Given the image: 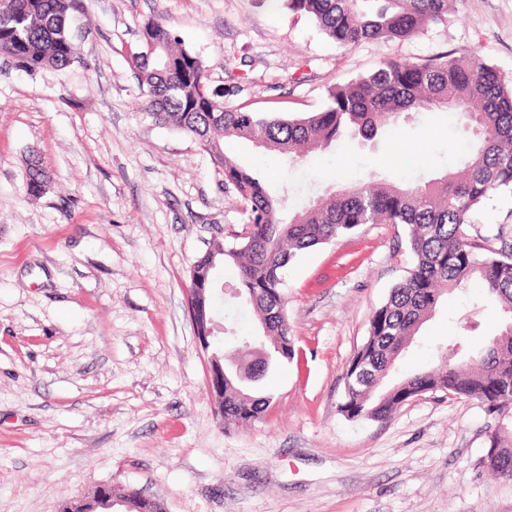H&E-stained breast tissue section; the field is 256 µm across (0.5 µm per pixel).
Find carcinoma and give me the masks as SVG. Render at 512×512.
Masks as SVG:
<instances>
[{"label": "carcinoma", "instance_id": "carcinoma-1", "mask_svg": "<svg viewBox=\"0 0 512 512\" xmlns=\"http://www.w3.org/2000/svg\"><path fill=\"white\" fill-rule=\"evenodd\" d=\"M283 7L313 18L344 49L367 41H404L426 25L445 20L452 0H376L371 10L360 0H281ZM82 0H0V56L35 72L64 70L81 61L71 23ZM147 35L128 52L139 75L140 109L161 126L195 138L210 155L224 183L235 188L252 225L251 241L218 242L190 268V287L204 288V307L214 316L219 285L216 265L237 270V288L252 306L268 344L290 343L285 316L282 270L298 253L325 244L362 224H397L407 230L413 266L373 312L363 348L346 372L349 385L341 411L350 419H388L416 391L445 392L477 400L490 415L506 420L487 435L498 449L497 462L479 461L485 471L512 480V248L499 249L489 238L475 239L472 216L481 204L512 193V87L496 68L474 54H443L425 61L391 59L377 70L329 92L327 106L306 116L260 115L224 102L203 61L188 50L164 22L149 20ZM463 115L479 129L463 170L417 185L364 182L289 214L283 200L269 194L251 169L224 155V140L263 142L262 149L285 157H307L346 136L373 139L401 116L428 110ZM49 172L40 159L30 161L27 192L44 193ZM483 281L500 306L499 335L466 360L454 344L429 369L409 374L397 386H381L402 352L426 322L440 298L468 281ZM271 397L236 384L224 386V422L259 419Z\"/></svg>", "mask_w": 512, "mask_h": 512}]
</instances>
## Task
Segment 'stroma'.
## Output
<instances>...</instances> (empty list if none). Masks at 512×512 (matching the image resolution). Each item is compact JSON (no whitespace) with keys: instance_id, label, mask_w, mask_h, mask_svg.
Returning a JSON list of instances; mask_svg holds the SVG:
<instances>
[{"instance_id":"35a3bbf8","label":"stroma","mask_w":512,"mask_h":512,"mask_svg":"<svg viewBox=\"0 0 512 512\" xmlns=\"http://www.w3.org/2000/svg\"><path fill=\"white\" fill-rule=\"evenodd\" d=\"M164 21L232 104L322 110L330 90L385 60L470 52L512 86V0H453L445 21L403 42L346 50L306 15L268 0H85L71 67L0 66V512H57L99 485L131 486L165 512H512V481L478 462L495 419L442 392L385 421L340 410L345 372L372 313L408 273L407 231L363 224L283 271L295 356L265 380L264 418L225 425L187 307L190 267L247 216L209 154L139 111L127 63L147 19ZM421 144L410 169L397 137ZM472 138L457 114L401 119L304 159L230 139L224 152L285 208L369 180L408 184L460 166ZM38 155L52 181L26 193ZM481 236L505 230L512 196L487 200ZM217 319L228 351L256 322L242 299ZM500 332L480 282L445 296L391 374L429 368L440 340L482 349Z\"/></svg>"}]
</instances>
